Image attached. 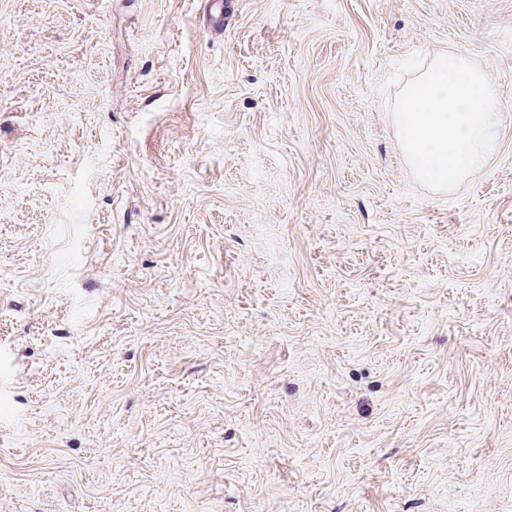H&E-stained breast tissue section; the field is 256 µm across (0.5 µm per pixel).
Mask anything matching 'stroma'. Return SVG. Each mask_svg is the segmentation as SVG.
Instances as JSON below:
<instances>
[{
	"mask_svg": "<svg viewBox=\"0 0 512 512\" xmlns=\"http://www.w3.org/2000/svg\"><path fill=\"white\" fill-rule=\"evenodd\" d=\"M226 3L0 0V512H512V0Z\"/></svg>",
	"mask_w": 512,
	"mask_h": 512,
	"instance_id": "1",
	"label": "stroma"
}]
</instances>
